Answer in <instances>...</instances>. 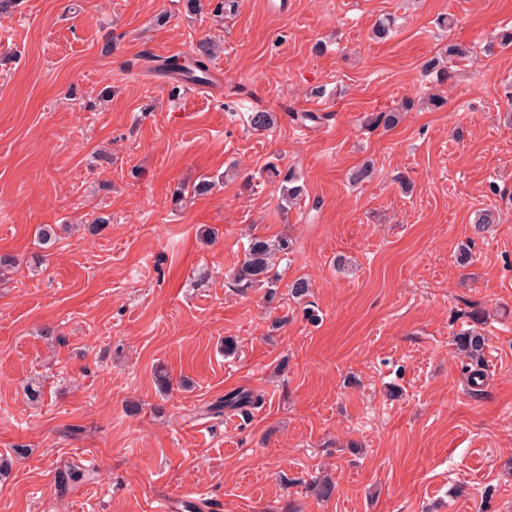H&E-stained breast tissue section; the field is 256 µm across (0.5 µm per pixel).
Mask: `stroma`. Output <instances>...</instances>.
Masks as SVG:
<instances>
[{
	"label": "stroma",
	"instance_id": "stroma-1",
	"mask_svg": "<svg viewBox=\"0 0 512 512\" xmlns=\"http://www.w3.org/2000/svg\"><path fill=\"white\" fill-rule=\"evenodd\" d=\"M266 2L0 12V454L23 450L0 512H163L186 492L207 512H512V0ZM205 39L219 94L161 80ZM451 41L469 55L440 85L421 67ZM411 95L396 127H362ZM257 109L274 126L252 130ZM269 162L306 197L286 205ZM252 234L295 242L270 302L228 278ZM474 327L477 376L453 345ZM237 388L263 405L200 416ZM67 462L98 476L58 493Z\"/></svg>",
	"mask_w": 512,
	"mask_h": 512
}]
</instances>
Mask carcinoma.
I'll use <instances>...</instances> for the list:
<instances>
[{
	"label": "carcinoma",
	"mask_w": 512,
	"mask_h": 512,
	"mask_svg": "<svg viewBox=\"0 0 512 512\" xmlns=\"http://www.w3.org/2000/svg\"><path fill=\"white\" fill-rule=\"evenodd\" d=\"M213 57L212 48L207 41L196 44L195 51L184 60V64L172 60L162 61V68L188 75H203L208 69V63ZM422 72L426 76L435 78L443 83L450 78L448 69L442 65L437 57H432L422 65ZM401 113L394 109L388 112H379L366 116V125L377 127H394L399 123ZM266 170L280 177L283 199L293 204L304 195V185L299 183L298 176L290 169L281 172L274 164H269ZM499 222V215L493 209L480 211L474 222V232L477 234L487 231L492 224ZM293 252V243L286 237L275 239L266 236L253 235L244 247V255L239 264L230 273L233 287L245 291L252 288L266 289L267 299L271 300L277 293L278 277L275 271V260L288 257ZM457 349L465 354L471 362H483L485 337L471 330L456 337ZM262 404V397L251 390L238 389L224 394L206 406L205 412L220 416L224 411L231 410L240 414H247ZM91 478V474L74 464H65L55 473V485L63 493Z\"/></svg>",
	"instance_id": "cac0c4a2"
}]
</instances>
